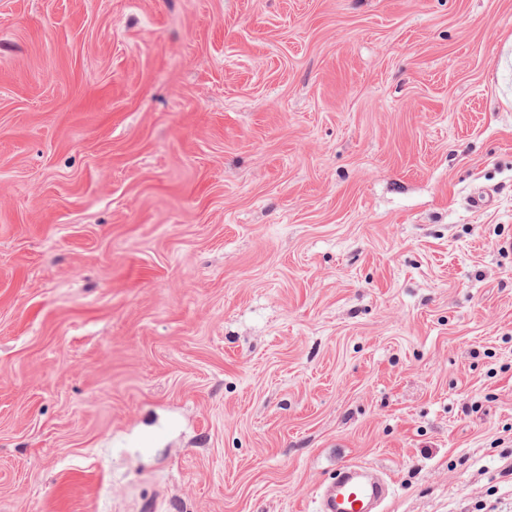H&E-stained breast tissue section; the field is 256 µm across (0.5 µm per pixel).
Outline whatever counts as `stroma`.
I'll list each match as a JSON object with an SVG mask.
<instances>
[{
    "label": "stroma",
    "mask_w": 512,
    "mask_h": 512,
    "mask_svg": "<svg viewBox=\"0 0 512 512\" xmlns=\"http://www.w3.org/2000/svg\"><path fill=\"white\" fill-rule=\"evenodd\" d=\"M506 239L512 0H0V512H512ZM359 464L341 468L324 492L320 512H373L385 499L388 485Z\"/></svg>",
    "instance_id": "1"
}]
</instances>
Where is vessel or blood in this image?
I'll use <instances>...</instances> for the list:
<instances>
[{
    "label": "vessel or blood",
    "mask_w": 512,
    "mask_h": 512,
    "mask_svg": "<svg viewBox=\"0 0 512 512\" xmlns=\"http://www.w3.org/2000/svg\"><path fill=\"white\" fill-rule=\"evenodd\" d=\"M388 486L364 466L350 464L341 468L332 485L324 492L320 512H374L385 499Z\"/></svg>",
    "instance_id": "b4317fda"
}]
</instances>
